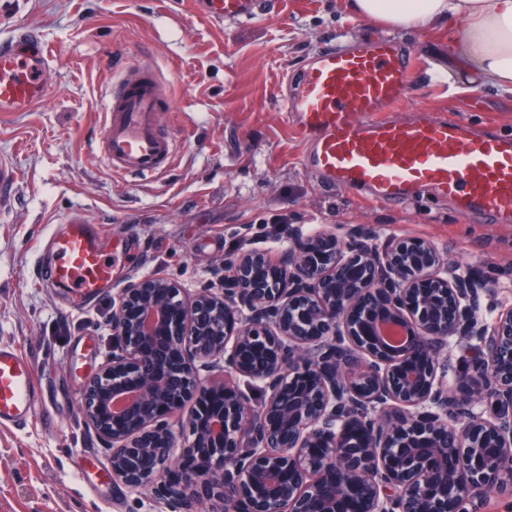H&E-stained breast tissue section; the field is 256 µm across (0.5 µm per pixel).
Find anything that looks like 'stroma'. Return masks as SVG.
Listing matches in <instances>:
<instances>
[{
  "label": "stroma",
  "mask_w": 512,
  "mask_h": 512,
  "mask_svg": "<svg viewBox=\"0 0 512 512\" xmlns=\"http://www.w3.org/2000/svg\"><path fill=\"white\" fill-rule=\"evenodd\" d=\"M20 24L39 32L53 63L45 101L0 116V156L17 172L11 192L0 191V342L32 361L44 386L38 405L55 425L0 428V512H165L150 492L113 483L80 387L112 356L113 302L129 280L159 273L199 289L237 239L273 248V218L305 234L365 227L381 242L427 239L449 266L499 282L486 319L512 305V223H479L429 190L390 208L302 167L282 117L284 75L300 74L327 44L384 32L344 0H281L263 18L222 27L191 0H0V39ZM395 37L417 62L396 118L428 111L512 134V95L449 87L447 26ZM128 65L154 71L172 102L162 121L175 159L155 177L113 175L98 143L105 95ZM77 213L116 243L112 288L88 305L39 279L47 237Z\"/></svg>",
  "instance_id": "obj_1"
}]
</instances>
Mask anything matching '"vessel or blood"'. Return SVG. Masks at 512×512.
Wrapping results in <instances>:
<instances>
[{"instance_id":"1","label":"vessel or blood","mask_w":512,"mask_h":512,"mask_svg":"<svg viewBox=\"0 0 512 512\" xmlns=\"http://www.w3.org/2000/svg\"><path fill=\"white\" fill-rule=\"evenodd\" d=\"M195 2L221 25L257 19L275 0ZM415 66L413 53L386 37L319 50L282 98L283 116L304 148L302 165L326 185L365 193L374 203L400 207L428 187L462 214L489 224L512 220V135H480L428 112L412 123L390 119ZM50 67L48 50L26 26L0 41V112L42 102ZM167 107L153 72L124 71L104 101L101 148L113 171L148 175L170 165L173 139L160 125ZM48 244L54 262L47 279L88 303L111 287L96 226L70 219ZM39 392L32 362L15 346L0 345V427H27Z\"/></svg>"}]
</instances>
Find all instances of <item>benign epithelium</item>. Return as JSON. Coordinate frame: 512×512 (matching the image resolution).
<instances>
[{
    "instance_id": "7a95c632",
    "label": "benign epithelium",
    "mask_w": 512,
    "mask_h": 512,
    "mask_svg": "<svg viewBox=\"0 0 512 512\" xmlns=\"http://www.w3.org/2000/svg\"><path fill=\"white\" fill-rule=\"evenodd\" d=\"M189 296L152 274L120 289L112 360L81 410L112 479L169 512H473L512 498V308L427 240L287 230ZM403 331L396 349L383 331ZM465 336V390L448 341Z\"/></svg>"
}]
</instances>
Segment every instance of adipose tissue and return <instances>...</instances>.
I'll return each instance as SVG.
<instances>
[{
  "mask_svg": "<svg viewBox=\"0 0 512 512\" xmlns=\"http://www.w3.org/2000/svg\"><path fill=\"white\" fill-rule=\"evenodd\" d=\"M356 16L387 29H452L450 85L490 86L512 93V0H346Z\"/></svg>",
  "mask_w": 512,
  "mask_h": 512,
  "instance_id": "obj_1",
  "label": "adipose tissue"
}]
</instances>
